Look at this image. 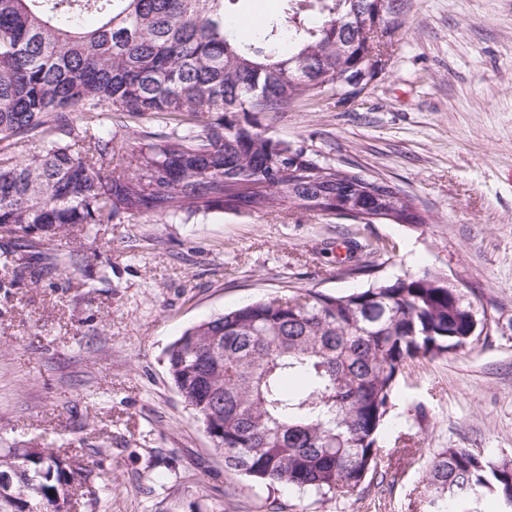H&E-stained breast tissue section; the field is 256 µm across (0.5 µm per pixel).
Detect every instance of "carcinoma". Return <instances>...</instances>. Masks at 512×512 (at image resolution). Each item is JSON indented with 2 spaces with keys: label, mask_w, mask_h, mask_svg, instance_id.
<instances>
[{
  "label": "carcinoma",
  "mask_w": 512,
  "mask_h": 512,
  "mask_svg": "<svg viewBox=\"0 0 512 512\" xmlns=\"http://www.w3.org/2000/svg\"><path fill=\"white\" fill-rule=\"evenodd\" d=\"M236 0H0V229L27 247L76 225L188 221L214 210L291 204L325 213L418 216L387 182L349 166L279 167L292 144L240 114L350 91L377 32L392 36L398 0H285L288 25L242 44ZM288 42L279 54L273 44ZM166 120L168 131L117 137L112 121ZM38 139L41 151L20 148ZM348 276L375 265L354 259ZM486 318L448 275L426 269L349 293L307 289L240 306L186 330L166 351L172 381L225 467L267 489L322 500L375 479L380 436L407 366L446 358ZM81 461L51 448L0 450V512H63ZM437 512L482 492L512 512V460L443 448L423 472Z\"/></svg>",
  "instance_id": "1"
}]
</instances>
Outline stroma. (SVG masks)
<instances>
[{
    "mask_svg": "<svg viewBox=\"0 0 512 512\" xmlns=\"http://www.w3.org/2000/svg\"><path fill=\"white\" fill-rule=\"evenodd\" d=\"M388 65L357 98L296 101L248 118L320 159L386 180L423 223L370 224L297 209L189 222L93 224L33 239L38 282L0 253V448H55L89 472L80 512H433L422 484L443 448L512 459V0H402ZM380 278L436 269L494 319L485 341L411 364L383 448L392 485L318 501L235 472L169 375L168 347L242 303L364 288L342 242ZM79 265H68L71 251ZM372 245L366 244V245H358L357 243L350 244V247H347L348 255L347 259L348 261L345 263V266L343 267L342 271L345 275L348 276H371L374 274L373 270L375 268V265L369 262L360 261V259L353 260L354 253L358 249H368L369 253H373L372 251L375 250L377 252H384L387 253V249L384 248V246L379 247V245H376L374 249H369Z\"/></svg>",
    "mask_w": 512,
    "mask_h": 512,
    "instance_id": "stroma-1",
    "label": "stroma"
}]
</instances>
